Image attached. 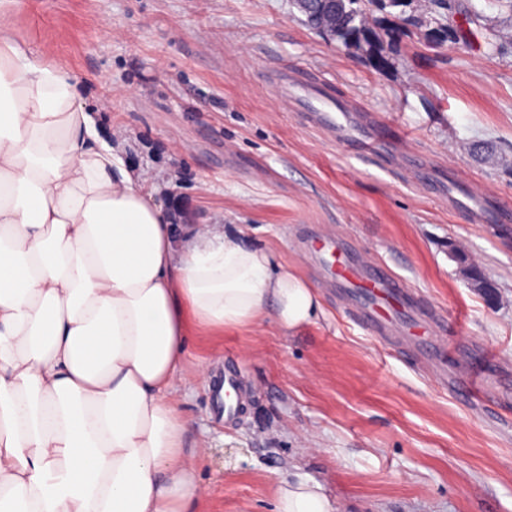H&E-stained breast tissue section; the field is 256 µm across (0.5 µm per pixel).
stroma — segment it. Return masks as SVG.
<instances>
[{"mask_svg":"<svg viewBox=\"0 0 512 512\" xmlns=\"http://www.w3.org/2000/svg\"><path fill=\"white\" fill-rule=\"evenodd\" d=\"M482 16L468 24V3ZM409 0L403 18L377 6L369 22L387 59L375 66L301 20L291 0H27L17 38L82 86L122 158L184 223L245 229L285 269L319 285L304 228L332 233L385 264L437 321L443 357L375 336L335 289L295 335L274 322L197 331L179 410L211 487L205 512H272L280 480L319 481L340 512H512V231L472 223L440 196L449 172L512 205V28L496 0ZM470 26L468 41L446 37ZM502 43L490 52L489 41ZM276 69L325 81L337 99L410 138L424 168L396 167L391 145L371 157L283 111ZM485 142L492 156L472 148ZM495 286L475 288L456 252ZM235 369L241 410L225 421L199 378ZM475 384L460 399L453 384Z\"/></svg>","mask_w":512,"mask_h":512,"instance_id":"obj_1","label":"stroma"}]
</instances>
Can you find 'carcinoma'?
<instances>
[{
    "label": "carcinoma",
    "instance_id": "1",
    "mask_svg": "<svg viewBox=\"0 0 512 512\" xmlns=\"http://www.w3.org/2000/svg\"><path fill=\"white\" fill-rule=\"evenodd\" d=\"M375 3L382 9L404 7L407 0L393 3L392 0H337L329 12L318 15L314 12L304 14L303 22L320 34L339 42L347 49L365 51L375 58V64L382 66L385 59L378 52L379 34L369 25L365 4ZM457 259L464 265L471 279L481 285L485 295L494 293V285L484 279L475 265L467 262V257L461 253Z\"/></svg>",
    "mask_w": 512,
    "mask_h": 512
}]
</instances>
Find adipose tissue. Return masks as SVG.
<instances>
[{
  "label": "adipose tissue",
  "mask_w": 512,
  "mask_h": 512,
  "mask_svg": "<svg viewBox=\"0 0 512 512\" xmlns=\"http://www.w3.org/2000/svg\"><path fill=\"white\" fill-rule=\"evenodd\" d=\"M0 0V512H203L179 414L192 327L294 332L316 288L200 224L175 237L75 78ZM274 512H340L309 477Z\"/></svg>",
  "instance_id": "ef3b65f1"
}]
</instances>
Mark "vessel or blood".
Wrapping results in <instances>:
<instances>
[{"instance_id": "obj_1", "label": "vessel or blood", "mask_w": 512, "mask_h": 512, "mask_svg": "<svg viewBox=\"0 0 512 512\" xmlns=\"http://www.w3.org/2000/svg\"><path fill=\"white\" fill-rule=\"evenodd\" d=\"M278 85L284 109L302 113L309 128L340 140L350 152L363 156L382 142L402 137L401 132L385 120L357 119L323 86H303L285 75L279 77ZM448 202L452 208L472 215L478 223L503 231L512 228L511 208L487 207L483 198L470 196L456 185L448 187ZM312 250L325 258V270L337 289L352 297L358 320L375 333H383L390 324L385 315L388 306H407L406 284L384 264L354 262L345 245L333 237L318 239Z\"/></svg>"}]
</instances>
